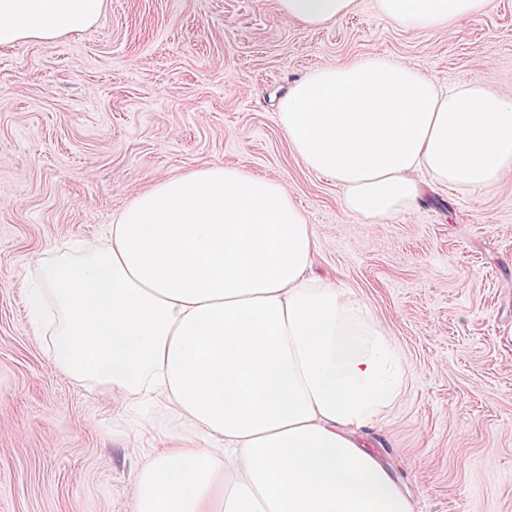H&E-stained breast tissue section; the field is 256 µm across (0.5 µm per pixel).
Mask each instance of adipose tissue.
<instances>
[{
	"label": "adipose tissue",
	"instance_id": "obj_1",
	"mask_svg": "<svg viewBox=\"0 0 512 512\" xmlns=\"http://www.w3.org/2000/svg\"><path fill=\"white\" fill-rule=\"evenodd\" d=\"M493 0H379L393 24L444 28ZM104 0H0V47L53 42ZM354 0H277L319 28ZM290 148L346 213L383 220L425 186L512 175V92L378 58L326 65L279 105ZM312 225L279 182L221 163L155 181L102 240L35 261L29 307L53 365L107 397L135 512H415L364 441L408 375L351 291L313 276Z\"/></svg>",
	"mask_w": 512,
	"mask_h": 512
}]
</instances>
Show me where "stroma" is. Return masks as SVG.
Wrapping results in <instances>:
<instances>
[{"label":"stroma","instance_id":"1","mask_svg":"<svg viewBox=\"0 0 512 512\" xmlns=\"http://www.w3.org/2000/svg\"><path fill=\"white\" fill-rule=\"evenodd\" d=\"M379 0L322 28L276 0H105L51 43L0 48V512H133L136 460L105 400L54 367L27 309L44 249L99 238L156 179L220 162L284 184L411 376L367 443L417 512H512V178L434 186L375 223L294 154L279 97L326 64L398 60L512 90V0L404 29Z\"/></svg>","mask_w":512,"mask_h":512}]
</instances>
